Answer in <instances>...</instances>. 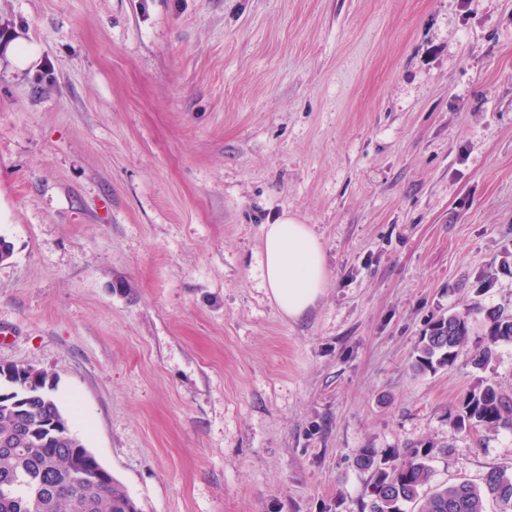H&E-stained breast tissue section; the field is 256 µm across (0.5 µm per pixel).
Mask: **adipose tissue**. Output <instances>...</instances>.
Wrapping results in <instances>:
<instances>
[{
    "label": "adipose tissue",
    "instance_id": "obj_1",
    "mask_svg": "<svg viewBox=\"0 0 512 512\" xmlns=\"http://www.w3.org/2000/svg\"><path fill=\"white\" fill-rule=\"evenodd\" d=\"M263 279L288 318L304 317L322 295L327 273L322 245L309 225L286 216L265 225Z\"/></svg>",
    "mask_w": 512,
    "mask_h": 512
}]
</instances>
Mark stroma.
Segmentation results:
<instances>
[{
    "instance_id": "stroma-1",
    "label": "stroma",
    "mask_w": 512,
    "mask_h": 512,
    "mask_svg": "<svg viewBox=\"0 0 512 512\" xmlns=\"http://www.w3.org/2000/svg\"><path fill=\"white\" fill-rule=\"evenodd\" d=\"M0 365L52 372L72 433L142 512H362L361 448L512 467L457 428L512 314V0H0ZM309 225L306 317L262 281ZM467 317L418 373L434 319ZM263 279L288 318L304 317L323 294L327 273L322 245L309 225L285 215L264 225ZM488 321V337L491 344H495L500 339L512 338V315L490 311L486 315ZM469 335L465 317L449 314L435 319L420 341L413 369L425 372L447 365L466 345Z\"/></svg>"
}]
</instances>
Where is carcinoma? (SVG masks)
<instances>
[{
  "mask_svg": "<svg viewBox=\"0 0 512 512\" xmlns=\"http://www.w3.org/2000/svg\"><path fill=\"white\" fill-rule=\"evenodd\" d=\"M491 343L512 338V315H486ZM466 318L450 314L430 323L417 348L413 369L433 370L450 363L468 342ZM34 385L21 387L16 370L0 368V512H138L117 480L108 484L88 475L75 478L74 459L85 444L71 432L69 417L54 396L52 374L26 372ZM459 428L512 431V394L485 379L455 409ZM437 445L419 442L403 449L405 460L392 464L374 448H361L357 464L370 479L362 509L368 512H512V472L491 468L479 485L467 480L431 487Z\"/></svg>",
  "mask_w": 512,
  "mask_h": 512,
  "instance_id": "carcinoma-1",
  "label": "carcinoma"
}]
</instances>
